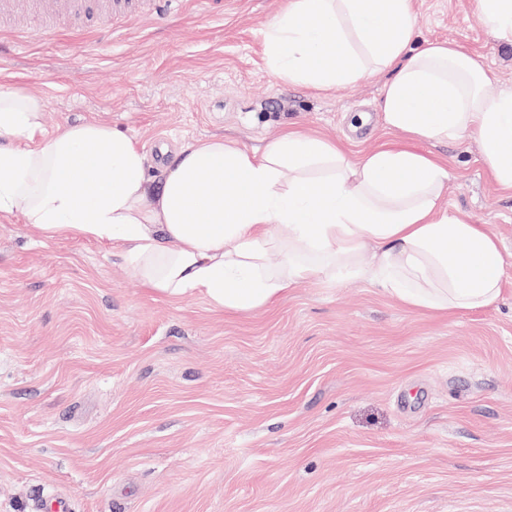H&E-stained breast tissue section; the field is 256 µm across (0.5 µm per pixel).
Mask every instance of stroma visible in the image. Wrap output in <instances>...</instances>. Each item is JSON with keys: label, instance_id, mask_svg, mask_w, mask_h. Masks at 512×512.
Returning <instances> with one entry per match:
<instances>
[{"label": "stroma", "instance_id": "obj_1", "mask_svg": "<svg viewBox=\"0 0 512 512\" xmlns=\"http://www.w3.org/2000/svg\"><path fill=\"white\" fill-rule=\"evenodd\" d=\"M286 0H165L47 36L0 29V86L38 95L44 129L99 121L159 178L180 145L262 147L295 126L362 152L400 139L386 77L317 92L273 77L264 32ZM475 0H412L421 39L512 88V47ZM441 204L498 237L490 308L414 310L358 280L309 282L248 315L151 295L112 244L0 216V512H512V196L472 136L435 144Z\"/></svg>", "mask_w": 512, "mask_h": 512}]
</instances>
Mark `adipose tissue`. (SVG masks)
<instances>
[{
  "mask_svg": "<svg viewBox=\"0 0 512 512\" xmlns=\"http://www.w3.org/2000/svg\"><path fill=\"white\" fill-rule=\"evenodd\" d=\"M417 36L411 0H288L264 34L272 76L329 90L385 73L381 110L401 141L359 156L297 128L262 148L186 144L159 179L142 146L104 122L43 130L35 94L0 88V214L38 234L122 246L133 275L171 301L247 315L304 281L344 275L416 310H480L503 293L497 236L442 209L448 164L418 140L477 139L512 193V88L452 44ZM280 264L267 262L270 252Z\"/></svg>",
  "mask_w": 512,
  "mask_h": 512,
  "instance_id": "adipose-tissue-1",
  "label": "adipose tissue"
}]
</instances>
